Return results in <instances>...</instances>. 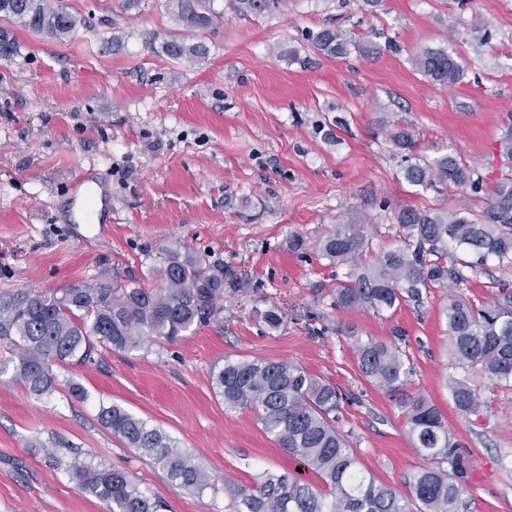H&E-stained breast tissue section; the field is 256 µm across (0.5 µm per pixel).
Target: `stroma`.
Listing matches in <instances>:
<instances>
[{"label":"stroma","mask_w":512,"mask_h":512,"mask_svg":"<svg viewBox=\"0 0 512 512\" xmlns=\"http://www.w3.org/2000/svg\"><path fill=\"white\" fill-rule=\"evenodd\" d=\"M61 2L79 20L63 40L0 18L17 48L0 60V295L50 296L103 272L158 288L159 252L181 247L223 269L224 299L176 342L55 366L60 385L48 398L0 373V512H102L78 491L77 462L128 471L167 512H233L225 487L264 472L317 483L254 411L225 408L215 393L214 369L254 358L293 361L335 385L338 427L360 468L402 487L423 461L394 396L358 368L356 347L370 339L407 351V392L430 399L465 446L455 512H512V386L458 364L443 314L449 298L478 305L512 291V272L488 265L394 313L338 310L344 270L314 247L336 225L363 224L371 263L398 245L399 209L481 214L512 174L499 151L512 131V0H382L367 16L355 0H282L257 18L216 0L224 21L207 39L208 58L181 63L160 49L178 31L164 8L130 15L117 0ZM326 26L400 49L330 57L307 39ZM114 34L121 50L103 45ZM423 48L462 59L461 81L427 82L413 62ZM396 128L412 134L414 157L449 152L475 166L480 189L410 186L387 141ZM82 170L106 180L111 223H72V179ZM274 308L284 316L275 329L263 320ZM69 379L84 399L70 396ZM452 381L475 392V412L455 409ZM103 403L164 430L214 488L171 485L100 424Z\"/></svg>","instance_id":"35a3bbf8"}]
</instances>
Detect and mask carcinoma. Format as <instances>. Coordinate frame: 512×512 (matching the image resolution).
<instances>
[{
	"label": "carcinoma",
	"instance_id": "obj_1",
	"mask_svg": "<svg viewBox=\"0 0 512 512\" xmlns=\"http://www.w3.org/2000/svg\"><path fill=\"white\" fill-rule=\"evenodd\" d=\"M183 28L194 32L189 42L172 35L161 44L174 62L203 61L210 53L206 34L224 20L215 0H157ZM234 12L261 17L279 7V0H231ZM0 14L37 34L69 37L78 18L57 0H0ZM313 46L330 56L351 52L369 58L393 51L363 36L326 27L307 35ZM416 69L443 87L458 83L461 63L444 49L414 53ZM392 147L406 152L404 180L426 188L433 180L459 189H478L476 170L448 153L431 161L412 160V135L389 133ZM400 244L375 263L363 224H338L316 243L318 251L346 269L336 286L334 306L353 311H395L410 303L420 306L430 290L469 282L466 270L479 271L493 261L512 268V178L498 182L478 218L447 209L408 207L396 216ZM164 285L148 288L136 281L104 275L64 289L61 295L17 292L0 296V341L14 352L15 379L30 394L50 396L57 389L53 367L97 362L102 349L133 351L152 341L171 342L209 320L224 298V272L190 251L160 253ZM452 355L461 365H478L497 384L512 383V293L476 306L452 298L445 308ZM358 367L373 384L398 393L406 434L414 451L426 461L405 479L406 491L365 475L358 458L336 426L341 395L329 381L298 363L256 358L226 361L212 373V383L229 409H251L263 431L279 448L313 470L328 493L288 475L261 474L251 487L227 486L236 512H454L469 463L459 452L463 444L428 398L403 390L413 373L409 355L399 346L373 339L356 347ZM455 408L467 414L478 406L475 394L454 383ZM100 423L112 435L137 449L177 486L201 493L213 487L210 476L192 454L178 448L162 430L121 406H101ZM80 492L97 499L103 512H165V502L142 492L122 469L72 465Z\"/></svg>",
	"mask_w": 512,
	"mask_h": 512
}]
</instances>
